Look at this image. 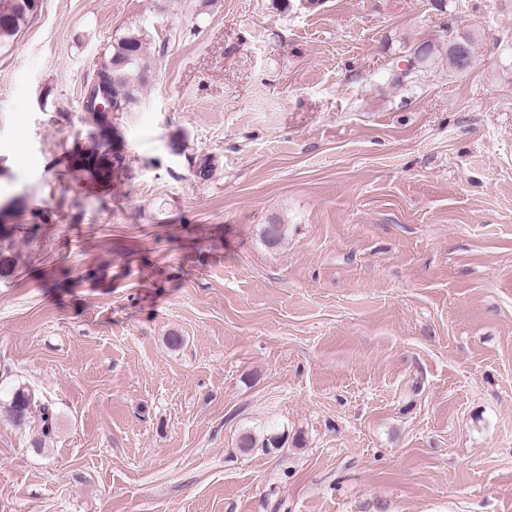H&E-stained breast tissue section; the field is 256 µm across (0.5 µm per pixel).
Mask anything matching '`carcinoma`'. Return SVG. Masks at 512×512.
I'll return each mask as SVG.
<instances>
[{
    "label": "carcinoma",
    "instance_id": "1",
    "mask_svg": "<svg viewBox=\"0 0 512 512\" xmlns=\"http://www.w3.org/2000/svg\"><path fill=\"white\" fill-rule=\"evenodd\" d=\"M30 13L11 11V16L0 24V46L14 40L25 25ZM152 33L145 25H135L112 44L100 61L95 77L100 79L102 91L117 104L123 112L132 110L147 86L145 55ZM100 127L96 135L89 137V144L72 153L76 167L95 180L106 182L112 175L125 168V158L112 148L108 129L97 116L92 117ZM17 258L7 249L0 248V280L10 278L16 270ZM37 413L41 436L51 437L56 427V414L53 407L38 397L26 386L16 387L11 395L7 416L16 424L26 422L32 413Z\"/></svg>",
    "mask_w": 512,
    "mask_h": 512
}]
</instances>
